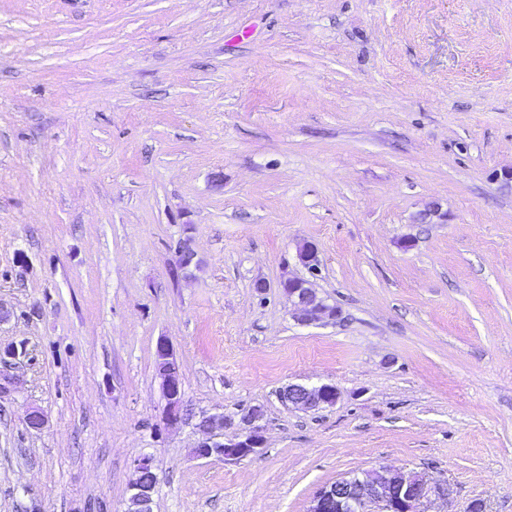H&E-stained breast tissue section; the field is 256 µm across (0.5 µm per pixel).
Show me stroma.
<instances>
[{"label":"stroma","instance_id":"35a3bbf8","mask_svg":"<svg viewBox=\"0 0 512 512\" xmlns=\"http://www.w3.org/2000/svg\"><path fill=\"white\" fill-rule=\"evenodd\" d=\"M511 167L512 0H0V512H123L143 455L154 512H307L380 464L512 512ZM303 242L336 323L290 317ZM161 339L191 408L263 407L260 453L192 457ZM174 251L177 257L176 271L185 272L192 265H198V260H196L197 253L194 249L192 236L183 235L180 237L175 244ZM20 348L21 351H20ZM25 345L21 343L12 345L3 351H0V394L10 391L8 385L11 384L12 378L6 377L2 368H8L14 365L13 361L25 354ZM279 398L288 407L303 411H315L324 406L334 405L339 398V392L332 384L308 386L293 383L279 391Z\"/></svg>","mask_w":512,"mask_h":512}]
</instances>
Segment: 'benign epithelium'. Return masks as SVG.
I'll return each mask as SVG.
<instances>
[{"mask_svg": "<svg viewBox=\"0 0 512 512\" xmlns=\"http://www.w3.org/2000/svg\"><path fill=\"white\" fill-rule=\"evenodd\" d=\"M176 269L184 272L198 265L193 237H180L174 247ZM299 263L314 275L320 271L317 249L304 243L297 249ZM283 293L292 304L291 316L299 325L327 323L339 316V309L318 296L312 283L303 278L288 277L280 282ZM25 345H12L0 351V394L9 391L11 378L3 369L25 354ZM156 372L165 401V418L170 425L194 422V429L201 435L194 448L197 458L237 460L259 452L264 446L261 428L255 422L262 417L259 408H251L241 417L246 425L240 433L224 435V415L194 413L185 400L182 375L173 348L161 339L156 347ZM281 402L295 409L315 411L332 406L339 398L336 386L321 384L308 386L293 383L279 391ZM23 424L32 431L46 425L45 415L37 408H28ZM158 483L153 459L143 456L136 459L128 481L125 512H154V494ZM449 501L453 489L445 480H435L425 472H405L387 466L350 473L321 487L310 501L308 512H425L424 503L431 499Z\"/></svg>", "mask_w": 512, "mask_h": 512, "instance_id": "7a95c632", "label": "benign epithelium"}]
</instances>
